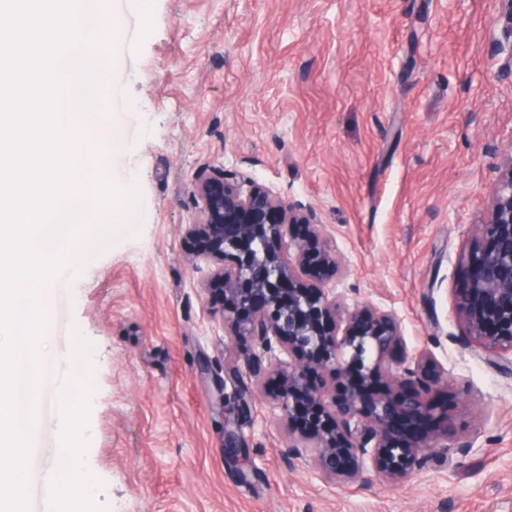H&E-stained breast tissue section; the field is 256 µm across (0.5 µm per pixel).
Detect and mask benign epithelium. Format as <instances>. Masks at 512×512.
Wrapping results in <instances>:
<instances>
[{"mask_svg": "<svg viewBox=\"0 0 512 512\" xmlns=\"http://www.w3.org/2000/svg\"><path fill=\"white\" fill-rule=\"evenodd\" d=\"M498 2L489 52L500 76L512 77V0ZM194 196L198 218L184 225L197 245L190 261L208 267L202 285L221 296L225 335L255 348L246 361L251 376L280 380L270 404L288 433L290 466L310 464L350 481L371 469L404 483L424 465L449 467L454 450L472 448L448 444L454 422L430 397L448 383V371L427 350L401 353L394 312L351 304L326 287L345 262L313 212L231 170L199 175ZM470 235L469 274L456 289L462 341L512 374V153L498 166L487 215ZM224 385V408L233 414L224 454L234 458L253 394L234 361L224 364Z\"/></svg>", "mask_w": 512, "mask_h": 512, "instance_id": "benign-epithelium-1", "label": "benign epithelium"}]
</instances>
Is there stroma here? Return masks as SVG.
<instances>
[{"label":"stroma","mask_w":512,"mask_h":512,"mask_svg":"<svg viewBox=\"0 0 512 512\" xmlns=\"http://www.w3.org/2000/svg\"><path fill=\"white\" fill-rule=\"evenodd\" d=\"M125 30L112 85L116 138L88 134L115 185L138 182L137 227L50 281L45 382L28 461L31 512L79 463L76 512H512V376L461 342V253L512 151V81L486 51L496 0H104ZM232 170L313 211L336 240L350 301L394 311L407 354L448 370V411L475 442L452 469L401 485L290 469L260 390L224 456L219 307L189 259L198 175ZM80 365L76 458L57 383Z\"/></svg>","instance_id":"stroma-1"}]
</instances>
